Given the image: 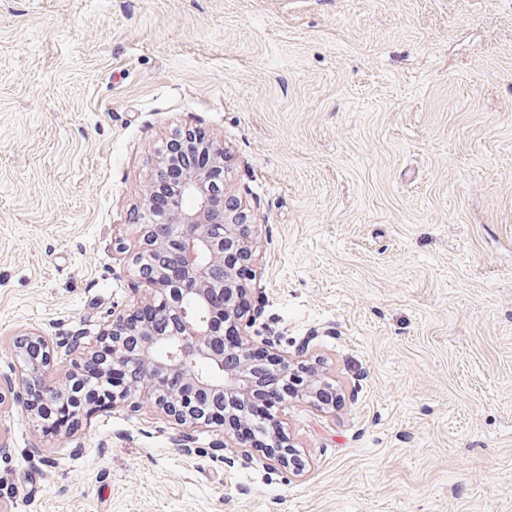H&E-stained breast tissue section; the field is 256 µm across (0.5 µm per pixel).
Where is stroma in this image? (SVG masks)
<instances>
[{"instance_id":"obj_1","label":"stroma","mask_w":512,"mask_h":512,"mask_svg":"<svg viewBox=\"0 0 512 512\" xmlns=\"http://www.w3.org/2000/svg\"><path fill=\"white\" fill-rule=\"evenodd\" d=\"M253 225L255 346L334 403L299 468L149 403L27 416L145 291L134 219L177 130ZM0 512H512V0H0ZM270 357L290 377L288 385L286 383L283 385L284 388L288 386L289 396L296 395L299 399L312 402L323 399V394L327 390L324 388V383L318 374L317 368L310 367L304 369L305 371L299 370L298 367L293 368L294 362L276 352L270 353Z\"/></svg>"}]
</instances>
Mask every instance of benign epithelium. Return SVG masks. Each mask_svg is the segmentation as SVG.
Here are the masks:
<instances>
[{"label": "benign epithelium", "mask_w": 512, "mask_h": 512, "mask_svg": "<svg viewBox=\"0 0 512 512\" xmlns=\"http://www.w3.org/2000/svg\"><path fill=\"white\" fill-rule=\"evenodd\" d=\"M174 141L181 145L179 154L167 147L156 157L160 175L175 159L182 169L169 207L157 211L150 188L137 218L135 259L152 269L142 276L149 290L144 304L156 317L137 321L135 310L116 315L91 347L82 336H71L70 349L79 360L61 380L50 377L53 349L45 336L29 332L19 337L15 357L25 395L41 394L66 404L73 398L70 379L84 363L105 354L109 366L100 371V382H108L116 367L136 371L134 387L114 388L106 400L127 402L144 393L179 424L218 422L233 437L248 423L250 393L264 378V368L251 358L253 342L243 326L244 314L238 311L243 284L224 260L230 254L244 267L251 266V224L238 200L224 203V146L190 128L177 133ZM185 298L194 300L200 312L187 313ZM226 321L237 325L240 336L233 365L224 359ZM163 345L173 348L165 359L158 356ZM270 357L289 375L288 395L312 402L323 399L325 388L317 368L299 370L276 352ZM272 442L279 454L265 463L266 468L296 466L293 446L281 432L272 436Z\"/></svg>", "instance_id": "obj_1"}]
</instances>
